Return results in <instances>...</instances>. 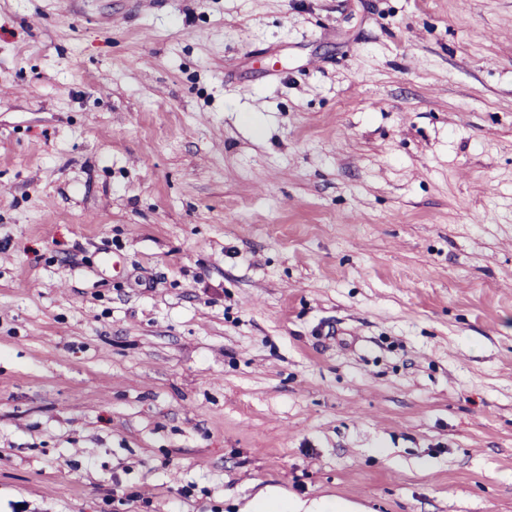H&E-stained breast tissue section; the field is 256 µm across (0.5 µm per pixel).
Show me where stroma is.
<instances>
[{
    "mask_svg": "<svg viewBox=\"0 0 512 512\" xmlns=\"http://www.w3.org/2000/svg\"><path fill=\"white\" fill-rule=\"evenodd\" d=\"M512 0H0V512H512ZM355 509V505L332 497L302 501L289 498L288 494L276 489H268L246 502L239 512H354Z\"/></svg>",
    "mask_w": 512,
    "mask_h": 512,
    "instance_id": "stroma-1",
    "label": "stroma"
}]
</instances>
